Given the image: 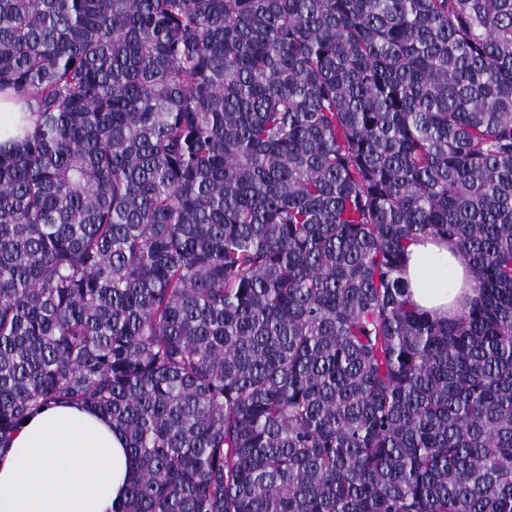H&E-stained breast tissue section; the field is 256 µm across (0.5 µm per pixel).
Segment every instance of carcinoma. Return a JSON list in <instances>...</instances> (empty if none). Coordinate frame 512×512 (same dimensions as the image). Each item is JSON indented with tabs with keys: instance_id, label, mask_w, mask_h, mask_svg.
Wrapping results in <instances>:
<instances>
[{
	"instance_id": "carcinoma-1",
	"label": "carcinoma",
	"mask_w": 512,
	"mask_h": 512,
	"mask_svg": "<svg viewBox=\"0 0 512 512\" xmlns=\"http://www.w3.org/2000/svg\"><path fill=\"white\" fill-rule=\"evenodd\" d=\"M1 93V451L79 402L115 512H512V0H0ZM26 107L0 94V144L7 146L21 139L26 131L32 130L34 116L25 112ZM401 275L409 303L440 319L455 317L479 295L471 268L447 241L410 244Z\"/></svg>"
}]
</instances>
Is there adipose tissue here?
Listing matches in <instances>:
<instances>
[{
  "label": "adipose tissue",
  "mask_w": 512,
  "mask_h": 512,
  "mask_svg": "<svg viewBox=\"0 0 512 512\" xmlns=\"http://www.w3.org/2000/svg\"><path fill=\"white\" fill-rule=\"evenodd\" d=\"M410 304L455 317L478 296L474 274L453 244H410L402 270ZM134 464L108 418L84 404H53L31 416L0 453V512H112Z\"/></svg>",
  "instance_id": "ef3b65f1"
}]
</instances>
